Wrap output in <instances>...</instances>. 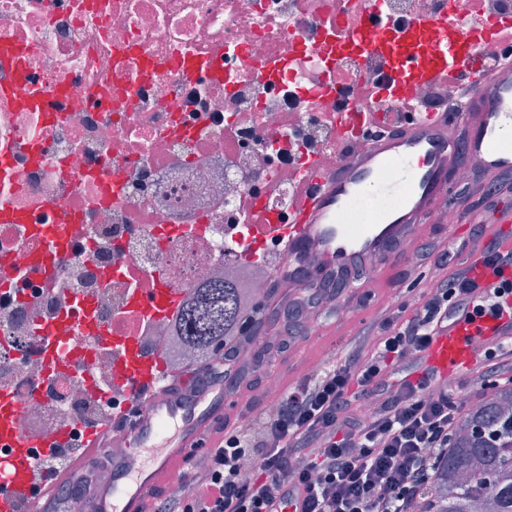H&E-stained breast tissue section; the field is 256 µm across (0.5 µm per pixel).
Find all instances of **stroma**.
<instances>
[{
  "label": "stroma",
  "instance_id": "stroma-1",
  "mask_svg": "<svg viewBox=\"0 0 512 512\" xmlns=\"http://www.w3.org/2000/svg\"><path fill=\"white\" fill-rule=\"evenodd\" d=\"M449 196L460 213L459 222L418 225L412 234L417 243L451 246L457 261L465 262L471 258L470 246L479 226H486L491 233L502 229L512 234V223L503 226L498 222L501 211H512V177L492 183L475 176L465 183L454 180ZM434 276V263L413 272L405 253L397 251L384 258L377 269L348 290L349 302L337 316L319 318L316 332L301 331L288 354L268 363L264 371L252 377L250 385L225 391V428L239 425L245 416L263 413L265 398L277 397L301 381L315 363L342 355L352 339L374 320L379 308L416 304L424 284Z\"/></svg>",
  "mask_w": 512,
  "mask_h": 512
}]
</instances>
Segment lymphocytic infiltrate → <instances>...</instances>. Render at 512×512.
<instances>
[{
    "mask_svg": "<svg viewBox=\"0 0 512 512\" xmlns=\"http://www.w3.org/2000/svg\"><path fill=\"white\" fill-rule=\"evenodd\" d=\"M473 255L491 269V282L478 284L470 267L443 250L441 274L420 303L380 309L344 358L323 363L289 388L273 413L252 418L249 430L206 434L195 445L206 465H186L180 492L153 512H274L293 500L298 512H432L433 476L465 407L494 386L512 385V336L479 343L463 399L452 397L447 382L422 366L433 336L459 315L490 316L512 326V246L495 235L475 244ZM365 274L360 263L320 270L276 317L290 327L336 310L346 288ZM266 316L263 304L254 305L224 341L221 356L197 359L189 396L202 394L226 372L241 384L248 371L260 370L265 355L290 349L292 336L279 335L251 367L238 365V352L252 343ZM71 456L60 448L38 460L43 480L57 484L43 512L95 507L114 457L100 453L76 473Z\"/></svg>",
    "mask_w": 512,
    "mask_h": 512,
    "instance_id": "f902f5d3",
    "label": "lymphocytic infiltrate"
}]
</instances>
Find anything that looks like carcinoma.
Listing matches in <instances>:
<instances>
[{"instance_id":"cac0c4a2","label":"carcinoma","mask_w":512,"mask_h":512,"mask_svg":"<svg viewBox=\"0 0 512 512\" xmlns=\"http://www.w3.org/2000/svg\"><path fill=\"white\" fill-rule=\"evenodd\" d=\"M236 282L214 279L178 309L180 347L210 353L242 317ZM435 512H512V387L498 386L459 422L431 488Z\"/></svg>"}]
</instances>
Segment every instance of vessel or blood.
I'll list each match as a JSON object with an SVG mask.
<instances>
[{"label": "vessel or blood", "mask_w": 512, "mask_h": 512, "mask_svg": "<svg viewBox=\"0 0 512 512\" xmlns=\"http://www.w3.org/2000/svg\"><path fill=\"white\" fill-rule=\"evenodd\" d=\"M381 5L382 0H365L357 24L336 33L337 48L359 50L385 77L367 107L338 113V124L346 129L381 125L380 107L410 99L423 85L463 88L466 101L455 114L436 106L413 113L409 122L386 129L357 157L331 166L308 159L298 174L287 223H272L259 210L248 227L252 238L276 241L281 264L289 270L301 268L309 250L330 267L359 260L374 267L391 241L420 223L447 192L456 152L447 127H465L467 152L484 169L512 170V56L489 68L481 63L483 42L512 28V16L488 19L471 14L466 0H448L441 12L399 22L385 15ZM366 200L380 202V209L367 220L355 219V205ZM181 300L178 289L161 282L136 298L135 306L144 318L168 319ZM85 331L82 337L61 336L55 327L45 328L41 349L52 370L85 358L83 339L88 336L111 347L112 378L126 395L145 387L156 391L146 403L148 416L122 433L128 453L114 464L99 493V512H146L148 496L173 477L174 463L223 415L224 386L185 398L188 375L172 374L162 353H146L137 337L111 335L93 322ZM502 334L495 321L457 320L435 334L425 364L455 378L471 366L477 341ZM21 409L13 393L0 389V512H24L38 499L30 474L38 456L49 455L60 444L53 438L34 445L20 429Z\"/></svg>", "instance_id": "vessel-or-blood-1"}]
</instances>
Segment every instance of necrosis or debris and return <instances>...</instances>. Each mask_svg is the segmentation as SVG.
<instances>
[{
	"instance_id": "4bbe7bcc",
	"label": "necrosis or debris",
	"mask_w": 512,
	"mask_h": 512,
	"mask_svg": "<svg viewBox=\"0 0 512 512\" xmlns=\"http://www.w3.org/2000/svg\"><path fill=\"white\" fill-rule=\"evenodd\" d=\"M326 17L357 21L352 0H0V48L15 59L0 81L38 103L0 100V200L25 218L0 223V309L15 314L0 321V385L23 402L24 433L44 440L123 400L108 347L49 374L41 327L77 333L58 319L63 304L89 300L104 325L124 313L125 334L176 363L168 321L140 318L131 293L158 276L185 293L230 277L249 304L263 298L265 270L235 240L242 224L260 203L291 209L304 155L368 145L336 129L363 81L357 54L339 56L342 98L313 96ZM36 224L68 243L43 271Z\"/></svg>"
}]
</instances>
